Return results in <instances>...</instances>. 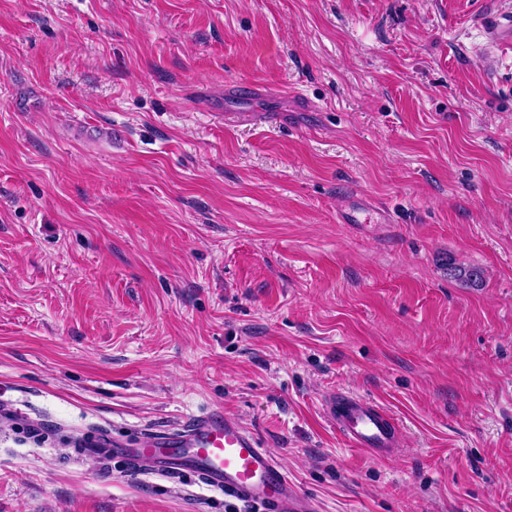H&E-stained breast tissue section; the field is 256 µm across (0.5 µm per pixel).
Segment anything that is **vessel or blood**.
I'll list each match as a JSON object with an SVG mask.
<instances>
[{
  "mask_svg": "<svg viewBox=\"0 0 512 512\" xmlns=\"http://www.w3.org/2000/svg\"><path fill=\"white\" fill-rule=\"evenodd\" d=\"M329 416L346 442L373 457L397 449L394 426L383 411L363 397L336 393ZM130 467L153 463L158 470L174 465L200 475L226 494L263 506L265 512H313L311 502L289 485L287 477L255 435L222 411L195 417L182 428L145 434L142 443L124 449Z\"/></svg>",
  "mask_w": 512,
  "mask_h": 512,
  "instance_id": "1",
  "label": "vessel or blood"
}]
</instances>
